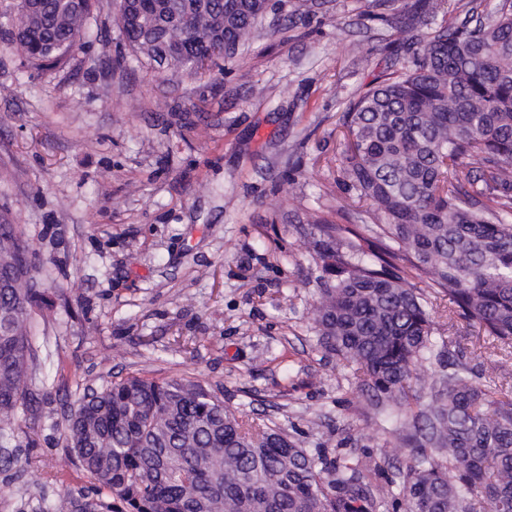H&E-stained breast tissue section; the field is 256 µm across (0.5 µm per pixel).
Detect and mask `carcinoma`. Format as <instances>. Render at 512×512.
Returning <instances> with one entry per match:
<instances>
[{
	"label": "carcinoma",
	"instance_id": "carcinoma-1",
	"mask_svg": "<svg viewBox=\"0 0 512 512\" xmlns=\"http://www.w3.org/2000/svg\"><path fill=\"white\" fill-rule=\"evenodd\" d=\"M372 0L411 53L343 115L344 172L380 223L350 229L315 219L309 242L328 274L312 306L318 345L363 375L393 416L378 457H334L253 425L201 385L129 374L86 386L64 433L77 468L110 512H512V392L473 380L463 363L427 364L460 350L463 320L476 338L512 349V0ZM272 0H166L124 36L150 68L195 73L190 57L224 37L225 58L250 41ZM92 0H35L16 18L15 46L38 67L62 68L87 34ZM428 29L423 36L415 31ZM31 246L0 224V440L29 401L31 320L47 304ZM434 288L427 296L412 280ZM421 381L428 393L411 390ZM415 446L384 485L381 470L403 433Z\"/></svg>",
	"mask_w": 512,
	"mask_h": 512
}]
</instances>
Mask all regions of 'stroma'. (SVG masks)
I'll return each mask as SVG.
<instances>
[{
	"label": "stroma",
	"mask_w": 512,
	"mask_h": 512,
	"mask_svg": "<svg viewBox=\"0 0 512 512\" xmlns=\"http://www.w3.org/2000/svg\"><path fill=\"white\" fill-rule=\"evenodd\" d=\"M252 43L199 74L141 65L97 0L68 67L10 43L0 0V216L32 247L51 307L33 412L18 410L0 512H44L89 481L62 424L80 380L129 373L200 384L251 421L329 455L377 453L391 421L326 355L310 310L315 216L356 224L342 115L394 68L369 0H274Z\"/></svg>",
	"instance_id": "35a3bbf8"
}]
</instances>
